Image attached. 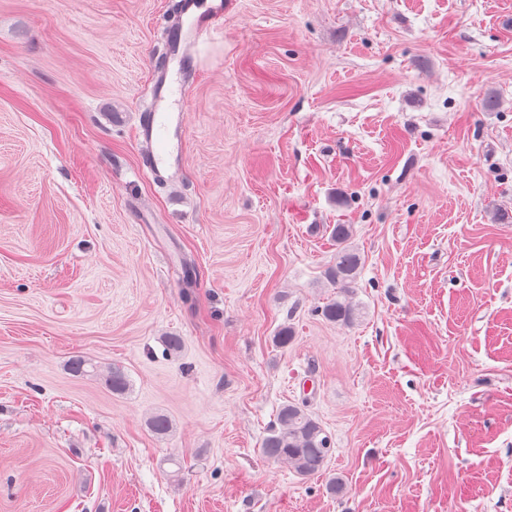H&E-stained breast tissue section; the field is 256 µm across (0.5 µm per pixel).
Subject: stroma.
Returning a JSON list of instances; mask_svg holds the SVG:
<instances>
[{
    "label": "stroma",
    "instance_id": "stroma-1",
    "mask_svg": "<svg viewBox=\"0 0 512 512\" xmlns=\"http://www.w3.org/2000/svg\"><path fill=\"white\" fill-rule=\"evenodd\" d=\"M175 3L0 0V512H512V0H233L174 190L137 122ZM289 402L324 476L260 453ZM336 241V258L327 267L325 276L336 286V299L329 300L316 310L325 320L342 326L354 325L360 317V309L353 300L355 283L363 263L357 249L350 245L353 229L349 224H337L332 229Z\"/></svg>",
    "mask_w": 512,
    "mask_h": 512
}]
</instances>
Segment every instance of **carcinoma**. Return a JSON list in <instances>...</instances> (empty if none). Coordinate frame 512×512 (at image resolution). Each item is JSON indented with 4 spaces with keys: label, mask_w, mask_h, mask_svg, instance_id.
Wrapping results in <instances>:
<instances>
[{
    "label": "carcinoma",
    "mask_w": 512,
    "mask_h": 512,
    "mask_svg": "<svg viewBox=\"0 0 512 512\" xmlns=\"http://www.w3.org/2000/svg\"><path fill=\"white\" fill-rule=\"evenodd\" d=\"M332 237L336 241V258L327 267L325 276L336 286V298L318 308L316 313L329 322L352 326L360 317V309L353 300V288L363 259L350 245L351 225H335ZM102 378L114 393L122 394L128 389L127 377L118 366L112 367ZM331 451V438L321 423L305 407L294 403L280 408L277 423L261 442V453L265 458L286 465L303 478L322 474Z\"/></svg>",
    "instance_id": "1"
}]
</instances>
